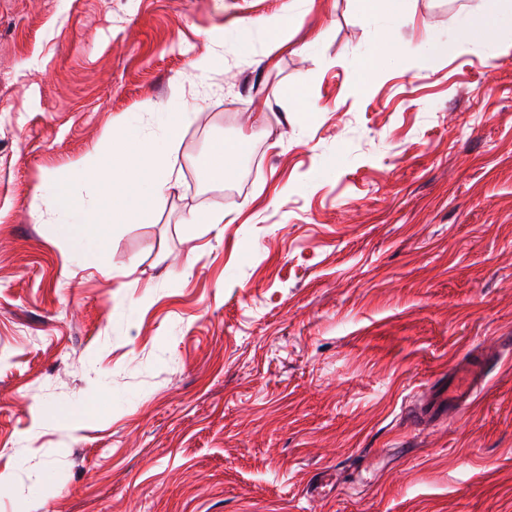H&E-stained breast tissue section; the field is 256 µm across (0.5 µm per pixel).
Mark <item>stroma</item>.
Instances as JSON below:
<instances>
[{
    "instance_id": "stroma-1",
    "label": "stroma",
    "mask_w": 512,
    "mask_h": 512,
    "mask_svg": "<svg viewBox=\"0 0 512 512\" xmlns=\"http://www.w3.org/2000/svg\"><path fill=\"white\" fill-rule=\"evenodd\" d=\"M489 7L409 0L365 73L355 0H0V512H512V32L419 49ZM178 113V183L84 264L34 190ZM394 27L386 26L379 33V53L375 56H364L356 54L353 56V63L365 71L373 70L381 58L392 57L396 50V42L393 35ZM248 140L246 137L234 141H218L211 147L208 157V166L214 172H218L219 179L227 181L230 179L238 166L239 160L246 152ZM486 379V363L480 359L456 365L448 381V412L467 406Z\"/></svg>"
}]
</instances>
